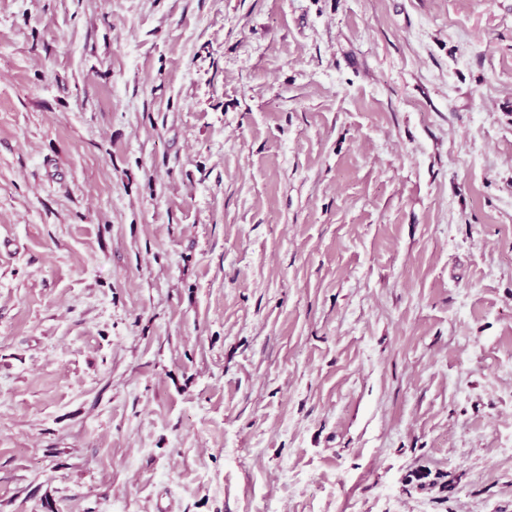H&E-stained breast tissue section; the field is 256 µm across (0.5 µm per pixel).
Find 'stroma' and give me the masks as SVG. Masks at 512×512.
Segmentation results:
<instances>
[{
	"instance_id": "1",
	"label": "stroma",
	"mask_w": 512,
	"mask_h": 512,
	"mask_svg": "<svg viewBox=\"0 0 512 512\" xmlns=\"http://www.w3.org/2000/svg\"><path fill=\"white\" fill-rule=\"evenodd\" d=\"M0 512H512V0H0Z\"/></svg>"
}]
</instances>
